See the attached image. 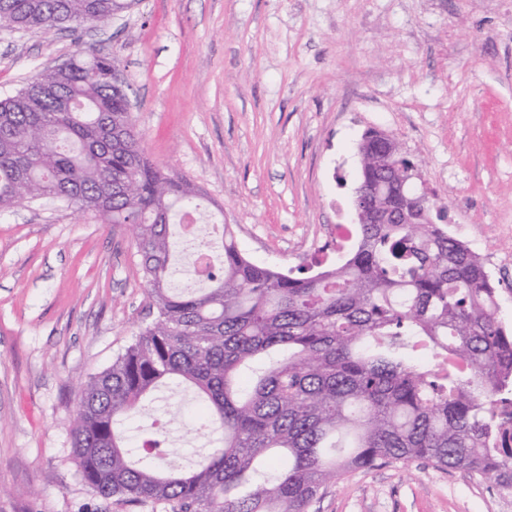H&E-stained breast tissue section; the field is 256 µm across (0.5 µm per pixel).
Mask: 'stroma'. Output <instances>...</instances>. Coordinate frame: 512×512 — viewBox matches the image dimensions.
<instances>
[{
    "label": "stroma",
    "instance_id": "stroma-1",
    "mask_svg": "<svg viewBox=\"0 0 512 512\" xmlns=\"http://www.w3.org/2000/svg\"><path fill=\"white\" fill-rule=\"evenodd\" d=\"M116 58L152 161L187 178L250 260L314 273L354 252L365 132L391 135L479 253L512 324V8L504 0H133L107 24L0 29V96L76 53ZM127 225L66 202L0 217V512H170L96 495L72 453L79 390L149 323ZM165 462L212 445L192 395ZM308 512H512V494L418 461L347 475Z\"/></svg>",
    "mask_w": 512,
    "mask_h": 512
}]
</instances>
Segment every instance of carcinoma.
I'll use <instances>...</instances> for the list:
<instances>
[{
  "instance_id": "cac0c4a2",
  "label": "carcinoma",
  "mask_w": 512,
  "mask_h": 512,
  "mask_svg": "<svg viewBox=\"0 0 512 512\" xmlns=\"http://www.w3.org/2000/svg\"><path fill=\"white\" fill-rule=\"evenodd\" d=\"M127 0H0V29L104 24ZM114 59L75 54L0 98V214L65 201L132 226L154 320L90 378L71 421L82 479L104 498L172 512H306L350 473L425 461L512 491V328L484 260L414 203L397 143L371 136L355 251L295 277L241 252L230 225L188 238L199 194L152 163ZM220 257L208 287H174L196 251ZM203 402L220 445L161 468L123 429L162 389Z\"/></svg>"
}]
</instances>
